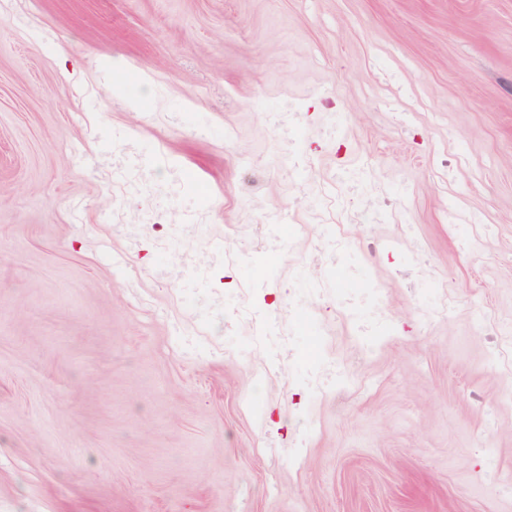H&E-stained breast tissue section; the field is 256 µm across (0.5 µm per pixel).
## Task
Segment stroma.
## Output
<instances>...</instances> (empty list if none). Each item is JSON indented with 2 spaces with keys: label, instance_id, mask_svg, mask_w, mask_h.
<instances>
[{
  "label": "stroma",
  "instance_id": "stroma-1",
  "mask_svg": "<svg viewBox=\"0 0 512 512\" xmlns=\"http://www.w3.org/2000/svg\"><path fill=\"white\" fill-rule=\"evenodd\" d=\"M492 331L512 0H0V512H512Z\"/></svg>",
  "mask_w": 512,
  "mask_h": 512
}]
</instances>
